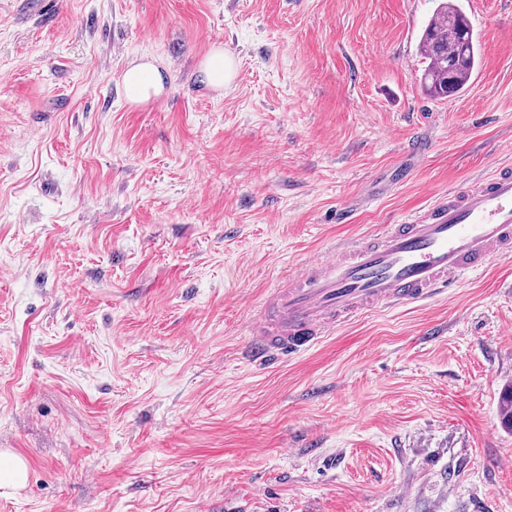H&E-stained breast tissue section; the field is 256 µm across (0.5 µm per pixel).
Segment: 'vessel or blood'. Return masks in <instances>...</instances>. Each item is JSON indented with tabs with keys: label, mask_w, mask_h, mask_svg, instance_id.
<instances>
[{
	"label": "vessel or blood",
	"mask_w": 512,
	"mask_h": 512,
	"mask_svg": "<svg viewBox=\"0 0 512 512\" xmlns=\"http://www.w3.org/2000/svg\"><path fill=\"white\" fill-rule=\"evenodd\" d=\"M511 253L512 164L503 163L268 289L251 356L260 364L298 356L364 311L427 301Z\"/></svg>",
	"instance_id": "1"
}]
</instances>
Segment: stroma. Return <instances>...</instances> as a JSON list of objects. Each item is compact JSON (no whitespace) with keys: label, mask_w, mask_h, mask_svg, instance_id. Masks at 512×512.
<instances>
[{"label":"stroma","mask_w":512,"mask_h":512,"mask_svg":"<svg viewBox=\"0 0 512 512\" xmlns=\"http://www.w3.org/2000/svg\"><path fill=\"white\" fill-rule=\"evenodd\" d=\"M461 2L479 66L433 98L437 0H0V512H512V256L246 358L304 259L512 162V0ZM200 72L209 87L224 88L234 78V60L220 47H214L204 58ZM125 99L137 106L162 96L165 89L163 74L150 62L132 61L121 76ZM28 482V467L24 459L9 451H0V494L22 490Z\"/></svg>","instance_id":"stroma-1"}]
</instances>
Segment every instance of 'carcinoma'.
<instances>
[{"label":"carcinoma","mask_w":512,"mask_h":512,"mask_svg":"<svg viewBox=\"0 0 512 512\" xmlns=\"http://www.w3.org/2000/svg\"><path fill=\"white\" fill-rule=\"evenodd\" d=\"M419 51L425 60L420 81L431 97L464 89L479 63V45L458 0H440L434 19L423 30ZM500 420L512 431V386L500 400Z\"/></svg>","instance_id":"obj_1"}]
</instances>
